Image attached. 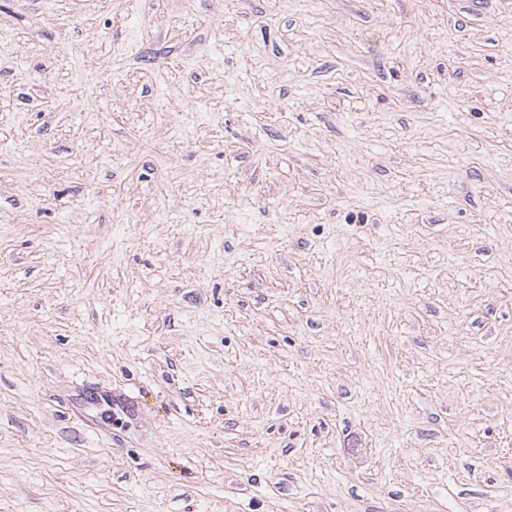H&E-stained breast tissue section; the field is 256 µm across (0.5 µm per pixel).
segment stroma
Instances as JSON below:
<instances>
[{
  "mask_svg": "<svg viewBox=\"0 0 512 512\" xmlns=\"http://www.w3.org/2000/svg\"><path fill=\"white\" fill-rule=\"evenodd\" d=\"M0 512H512V0H0Z\"/></svg>",
  "mask_w": 512,
  "mask_h": 512,
  "instance_id": "obj_1",
  "label": "stroma"
}]
</instances>
